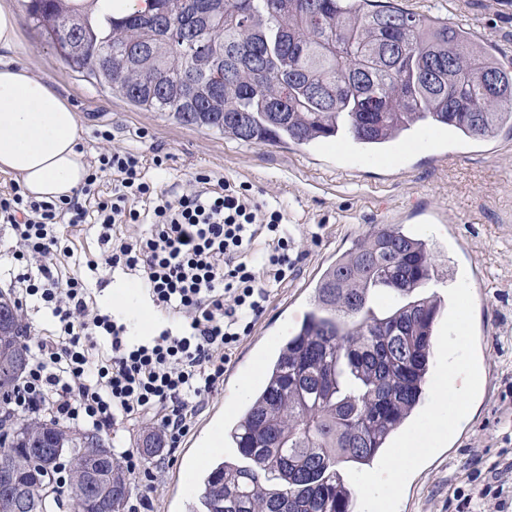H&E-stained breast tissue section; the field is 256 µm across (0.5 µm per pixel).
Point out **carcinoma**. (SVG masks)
I'll return each instance as SVG.
<instances>
[{
	"instance_id": "obj_1",
	"label": "carcinoma",
	"mask_w": 512,
	"mask_h": 512,
	"mask_svg": "<svg viewBox=\"0 0 512 512\" xmlns=\"http://www.w3.org/2000/svg\"><path fill=\"white\" fill-rule=\"evenodd\" d=\"M29 17L84 72L147 112H170L240 142L312 146L346 136L381 149L418 123L464 140L512 131V70L471 33L378 0H145L144 10L100 20L96 0H23ZM411 26L383 41L388 25ZM377 95L383 110L364 115ZM427 241L402 224H380L336 256L313 285L299 326L273 353L225 440L242 461L205 473L194 512H351L356 489L341 469L373 465L420 406L440 296ZM399 302L379 313L375 297ZM22 322L0 323V362H27ZM54 439L70 451L41 466L27 448ZM50 421L22 425L0 444L18 480L49 483L58 512L91 483L105 507L124 512L131 492L111 457Z\"/></svg>"
}]
</instances>
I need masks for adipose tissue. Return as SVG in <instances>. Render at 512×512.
<instances>
[{
  "mask_svg": "<svg viewBox=\"0 0 512 512\" xmlns=\"http://www.w3.org/2000/svg\"><path fill=\"white\" fill-rule=\"evenodd\" d=\"M17 0H0V173L37 200L70 197L88 162L70 102L12 56L21 44Z\"/></svg>",
  "mask_w": 512,
  "mask_h": 512,
  "instance_id": "1",
  "label": "adipose tissue"
}]
</instances>
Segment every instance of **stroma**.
Here are the masks:
<instances>
[{
    "label": "stroma",
    "instance_id": "1",
    "mask_svg": "<svg viewBox=\"0 0 512 512\" xmlns=\"http://www.w3.org/2000/svg\"><path fill=\"white\" fill-rule=\"evenodd\" d=\"M400 7L466 28L512 70V0H398ZM21 60L66 96L84 128L88 160L129 150L147 162L159 187L180 189L208 174L251 187L262 203L280 205L300 260L275 290L232 364L248 375L293 332L311 287L336 254L377 224H402L435 245L441 272L431 282L443 294L468 279L474 296L477 357L482 377L470 419L408 480L399 512H457V490H469L474 470L512 461V132L493 141L452 142L440 134L428 147L412 145L371 156L347 139L317 147L254 145L206 128L180 124L171 113L145 112L88 75L70 69L40 30L21 16ZM166 156L155 170V155ZM225 378L205 398L175 452L145 462L155 477L154 512H191L208 469L200 451L223 442L240 401Z\"/></svg>",
    "mask_w": 512,
    "mask_h": 512
}]
</instances>
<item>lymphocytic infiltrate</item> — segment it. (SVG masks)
Here are the masks:
<instances>
[{"instance_id": "1", "label": "lymphocytic infiltrate", "mask_w": 512, "mask_h": 512, "mask_svg": "<svg viewBox=\"0 0 512 512\" xmlns=\"http://www.w3.org/2000/svg\"><path fill=\"white\" fill-rule=\"evenodd\" d=\"M107 175L112 193L103 196ZM81 193L50 201L16 186L0 193V223L11 229L9 253L20 268L10 281L15 301H37L50 316L29 343L8 407L89 431L146 419L175 450L205 397L223 384L271 289L295 271L285 211L255 202L248 186L207 174L176 194L158 191L141 157L127 150L101 155ZM91 216L104 229L102 264L133 272L168 328L135 340L122 318L93 311L84 279L68 270L74 251L62 231ZM127 224L145 231L125 236Z\"/></svg>"}]
</instances>
